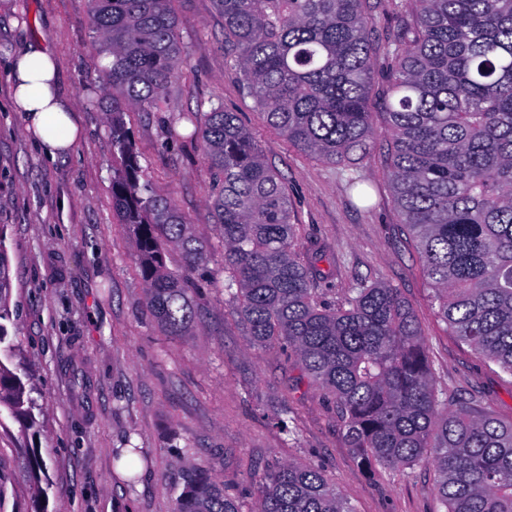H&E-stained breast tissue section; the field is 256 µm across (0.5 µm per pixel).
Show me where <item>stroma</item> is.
<instances>
[{
    "label": "stroma",
    "instance_id": "stroma-1",
    "mask_svg": "<svg viewBox=\"0 0 512 512\" xmlns=\"http://www.w3.org/2000/svg\"><path fill=\"white\" fill-rule=\"evenodd\" d=\"M173 7L187 63L165 101L126 122L151 194L175 206L205 249L195 270L180 250L166 254L171 272L196 283L194 321L181 336L166 335L149 312L130 234L112 212V136L89 0H0V250L11 268L14 349L7 366L28 367L41 407L30 430L0 415V512H177L182 473L195 464L210 468L241 512H253L251 477L274 461L321 467L355 512H440L432 466L405 479L368 473L326 392L279 346H248L224 292V242L209 205L214 178L198 134L212 105L239 113L288 184L295 250L324 246L336 290L360 279L399 288L439 387L478 394L486 412L511 423L512 376L440 321L399 221L384 153L389 58L371 60L376 146L349 173L267 127L231 66L216 0ZM36 40L55 53L60 91L83 126L72 150L54 159L28 136L11 101L14 55ZM129 448L143 459L133 481L115 465ZM34 452L48 468L43 498L24 468Z\"/></svg>",
    "mask_w": 512,
    "mask_h": 512
}]
</instances>
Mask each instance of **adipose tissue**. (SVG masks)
I'll return each instance as SVG.
<instances>
[{"label":"adipose tissue","mask_w":512,"mask_h":512,"mask_svg":"<svg viewBox=\"0 0 512 512\" xmlns=\"http://www.w3.org/2000/svg\"><path fill=\"white\" fill-rule=\"evenodd\" d=\"M13 101L23 112L27 130L49 155L67 153L82 135L76 111L58 91V69L54 54L43 44L33 43L12 65Z\"/></svg>","instance_id":"ef3b65f1"}]
</instances>
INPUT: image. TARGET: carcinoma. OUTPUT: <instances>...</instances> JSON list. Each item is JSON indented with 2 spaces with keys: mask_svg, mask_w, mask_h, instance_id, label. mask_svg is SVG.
Wrapping results in <instances>:
<instances>
[{
  "mask_svg": "<svg viewBox=\"0 0 512 512\" xmlns=\"http://www.w3.org/2000/svg\"><path fill=\"white\" fill-rule=\"evenodd\" d=\"M173 0H90L112 57L104 87L115 164L112 210L127 225L147 306L171 336L191 326L193 283L168 271L180 249L204 261L191 225L141 182L126 113L150 110L186 63ZM241 88L269 127L328 163L355 165L375 146L369 111L373 28L368 0H217ZM386 45L387 176L400 223L416 243L437 316L512 376V0H408ZM215 175L210 207L224 239V288L250 345L291 352L331 397L348 446L369 472L405 477L425 461L445 512H512V423L448 399L413 309L399 289L360 281L327 301L334 261L294 248L297 224L281 175L252 131L219 104L200 130ZM10 268L0 251V353L11 320ZM0 362V408L37 425L34 389ZM43 491L42 457L27 459ZM254 512H354L314 465L267 467ZM178 512H240L204 465L187 470Z\"/></svg>",
  "mask_w": 512,
  "mask_h": 512,
  "instance_id": "cac0c4a2",
  "label": "carcinoma"
}]
</instances>
